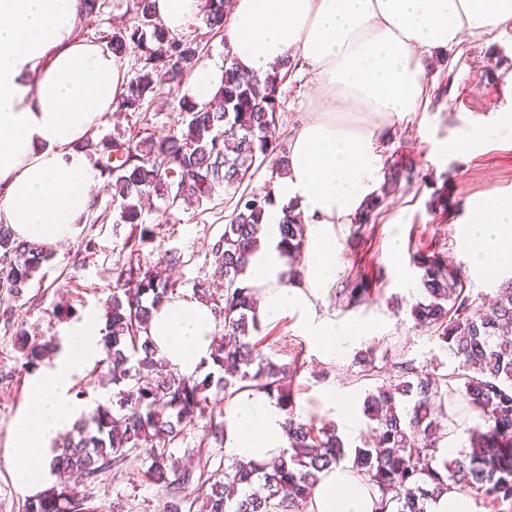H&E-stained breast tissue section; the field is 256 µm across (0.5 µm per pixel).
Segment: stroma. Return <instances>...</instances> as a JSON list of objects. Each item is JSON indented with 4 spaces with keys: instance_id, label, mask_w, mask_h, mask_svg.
<instances>
[{
    "instance_id": "35a3bbf8",
    "label": "stroma",
    "mask_w": 512,
    "mask_h": 512,
    "mask_svg": "<svg viewBox=\"0 0 512 512\" xmlns=\"http://www.w3.org/2000/svg\"><path fill=\"white\" fill-rule=\"evenodd\" d=\"M511 74V27L485 39L438 50L426 71V81L431 89H442V96L429 100L425 111L396 126L382 150L385 162L413 165L422 173V180L401 184L387 194L371 223L337 225L340 267L334 287L318 300V311L329 320L367 325L369 335L353 343L343 357L322 362L310 339L296 329V316L264 330V355L298 368L289 382L297 392L295 406L305 415H321L320 398L326 390L345 392L357 426L351 429L341 424L337 430L349 446L363 445L371 434L363 402L376 386L375 381L358 378L356 353L389 348L402 359L440 374L455 365L439 330L414 326L411 307L423 294L407 292L402 282L419 283L415 256L435 253L446 258L458 270L466 294L476 300L494 297L500 285L512 278V267L494 273L472 268L464 239L465 227L475 218L481 202L491 196L512 195V143L489 141L468 151H441L449 137L466 136L497 121L500 113H512V84L507 81ZM311 92L309 72L289 69L279 89L277 154L288 152L293 134L306 117ZM439 194L447 199V206L434 204L433 198ZM99 207L107 212L105 221L79 225L71 240L54 247L51 260L15 302L13 328L0 324V369L15 366L16 330H25L38 340L52 337L62 343L72 324L90 318L104 323L116 276L129 264L130 227L118 223L110 195L100 194ZM232 211L233 203L226 194L205 208L184 204L168 210L157 198L143 208V221L161 226V250L178 255L177 262L167 268L178 282V297L193 296L195 283L211 277L210 245L223 233ZM395 234L402 240L396 260L389 252V239ZM89 240L95 243L90 252L84 249ZM364 276L370 281L369 298L359 306H347L341 290ZM63 303L72 305L71 318L54 316V308ZM29 380V375L22 373L0 382V512H24L27 499L14 482L7 457L14 422L26 408ZM70 390L85 414L112 395L111 385L97 380L90 364L74 376ZM141 468V460L132 457L95 482L78 478L74 484L94 512H162L164 495L142 480Z\"/></svg>"
}]
</instances>
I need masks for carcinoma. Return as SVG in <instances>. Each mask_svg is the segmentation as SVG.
I'll list each match as a JSON object with an SVG mask.
<instances>
[{
    "instance_id": "carcinoma-1",
    "label": "carcinoma",
    "mask_w": 512,
    "mask_h": 512,
    "mask_svg": "<svg viewBox=\"0 0 512 512\" xmlns=\"http://www.w3.org/2000/svg\"><path fill=\"white\" fill-rule=\"evenodd\" d=\"M224 8V0H204V22L215 35L224 30ZM124 15L120 25H95L91 36L120 59L131 46L141 50L133 76L118 94L117 110L141 112L147 99L161 94L178 100L172 133L138 140L117 135L99 150L98 166L107 176L103 192L112 197L119 222L133 225L140 251L158 238L156 228L143 223V199L156 196L168 208L181 202L200 207L238 190L255 166L266 164L278 176L288 169V156L275 154L279 70L288 64L259 77L244 72L228 55L218 104L202 106L181 95L183 81L199 65L201 41L171 35L156 18L152 0H125ZM417 177L416 168L394 161L385 185L392 191ZM271 201L270 192H242L224 233L211 244L224 294L214 297L200 280L195 295L213 305L224 335L215 338L211 361L203 364L209 372L201 380L171 370L148 335L154 312L173 299L176 282L156 265L117 274L105 313V357L98 361L107 370L112 400L97 405L62 437L49 463L57 481L27 499L25 512H93L69 478H96L132 454L143 461L144 480L170 498L165 512H182L183 503L198 500L200 512H300L309 504L319 474L346 460V444L335 426L294 412V389L286 382L292 370L265 356L255 339L262 330L258 291L244 285V277ZM280 233L289 260L299 261L305 225L293 210L286 211ZM51 258L52 248L19 239L0 224V305H5L0 318L11 321L9 301ZM417 264L424 298L411 308L414 326L441 330L457 366L437 374L386 353L381 361L387 368L369 353L359 355V378L382 384L364 401L375 440L355 448L350 474L375 497V512H428L450 485L496 512H512V279L501 285L487 311L464 294L445 258L420 255ZM369 294L365 280L343 291L351 307ZM15 336L21 353L16 364L25 373L57 347L52 339L36 343L23 330ZM212 388L226 401L245 391L276 400L286 411L288 447L262 462L234 458L214 471L208 470L210 460L201 458L197 471L176 467L169 448L184 439L185 423L193 418L206 421L204 439L224 445V421L214 417L206 395ZM452 395L462 397L478 423L469 431L468 449L450 460L440 453V445Z\"/></svg>"
}]
</instances>
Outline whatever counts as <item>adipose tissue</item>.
<instances>
[{
	"label": "adipose tissue",
	"instance_id": "1",
	"mask_svg": "<svg viewBox=\"0 0 512 512\" xmlns=\"http://www.w3.org/2000/svg\"><path fill=\"white\" fill-rule=\"evenodd\" d=\"M174 35L202 16V0H153ZM81 0H0V223L17 237L54 246L84 223L104 178L81 148L115 107L126 81L122 59L76 35ZM512 26V0H233L228 44L246 70L265 75L290 60L309 70L315 90L296 130L286 176L263 218L261 242L245 276L258 289V314L298 315L322 360L345 353L367 328L320 318L316 302L339 270L336 227L353 223L386 177L382 144L391 128L422 111L434 50ZM222 59L200 64L182 93L209 102L224 83ZM297 205L306 225L299 274L289 277L280 224ZM465 239L475 268L512 266V196L481 206ZM215 316L199 299H175L155 312L149 335L179 374L209 360ZM99 350L96 329L70 328L56 358L29 382L26 413L9 455L17 485L35 494L49 478L54 439L79 409L68 390ZM285 413L264 394H240L224 408L225 454L265 458L287 445ZM375 500L345 468L323 471L309 512H374Z\"/></svg>",
	"mask_w": 512,
	"mask_h": 512
}]
</instances>
